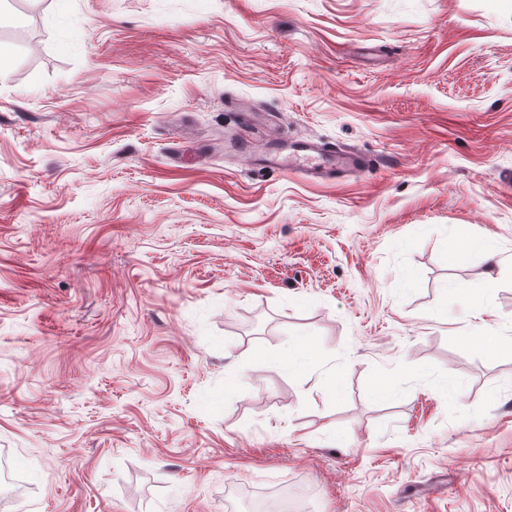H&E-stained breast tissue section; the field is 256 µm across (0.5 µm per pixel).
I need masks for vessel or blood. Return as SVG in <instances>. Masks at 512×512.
<instances>
[{"instance_id":"1","label":"vessel or blood","mask_w":512,"mask_h":512,"mask_svg":"<svg viewBox=\"0 0 512 512\" xmlns=\"http://www.w3.org/2000/svg\"><path fill=\"white\" fill-rule=\"evenodd\" d=\"M255 158L264 166L280 167L305 175L334 176L363 172L371 167L370 158L359 152L342 150L314 140H297L288 152H259Z\"/></svg>"}]
</instances>
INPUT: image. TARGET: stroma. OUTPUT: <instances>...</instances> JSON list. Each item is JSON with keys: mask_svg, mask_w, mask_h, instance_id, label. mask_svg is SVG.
Listing matches in <instances>:
<instances>
[{"mask_svg": "<svg viewBox=\"0 0 512 512\" xmlns=\"http://www.w3.org/2000/svg\"><path fill=\"white\" fill-rule=\"evenodd\" d=\"M0 51L5 512H512V0H8ZM258 162L266 167H281L305 175L334 176L368 171L372 159L359 152L336 148L335 144L314 140L292 141L288 153L265 151L254 153Z\"/></svg>", "mask_w": 512, "mask_h": 512, "instance_id": "1", "label": "stroma"}]
</instances>
